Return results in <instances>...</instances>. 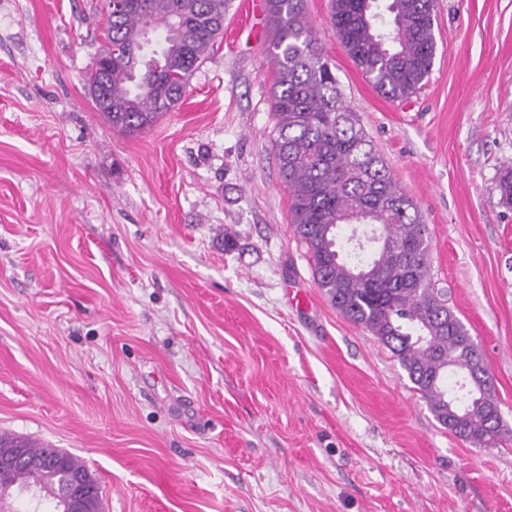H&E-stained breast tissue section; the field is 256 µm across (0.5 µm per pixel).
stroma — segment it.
<instances>
[{
    "label": "stroma",
    "mask_w": 512,
    "mask_h": 512,
    "mask_svg": "<svg viewBox=\"0 0 512 512\" xmlns=\"http://www.w3.org/2000/svg\"><path fill=\"white\" fill-rule=\"evenodd\" d=\"M303 7L512 431V0H435L432 71L399 100L328 0ZM105 23L104 0H0V433L81 459L103 512H512V440L454 436L319 288L273 158L270 39L240 0L140 134L84 87Z\"/></svg>",
    "instance_id": "obj_1"
}]
</instances>
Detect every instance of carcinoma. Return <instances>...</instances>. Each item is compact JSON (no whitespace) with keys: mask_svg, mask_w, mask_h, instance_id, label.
<instances>
[{"mask_svg":"<svg viewBox=\"0 0 512 512\" xmlns=\"http://www.w3.org/2000/svg\"><path fill=\"white\" fill-rule=\"evenodd\" d=\"M330 0V21L357 68L384 97L417 91L436 55L434 0ZM275 66L272 149L291 196L294 232L310 254L316 282L331 304L385 345L436 420L460 439L495 447L506 440L493 383L468 330L432 287L428 228L393 180L369 136L345 104L336 73L317 47L303 0H267ZM224 35V0H113L99 59L85 76L94 104L112 128L146 131L181 101L195 69ZM502 204L512 207V165L501 168ZM373 224L384 241L367 259L342 256L338 229ZM24 448L41 465L17 466L16 492L51 496L60 476L50 461L88 473L67 452L0 434V453Z\"/></svg>","mask_w":512,"mask_h":512,"instance_id":"obj_1","label":"carcinoma"}]
</instances>
